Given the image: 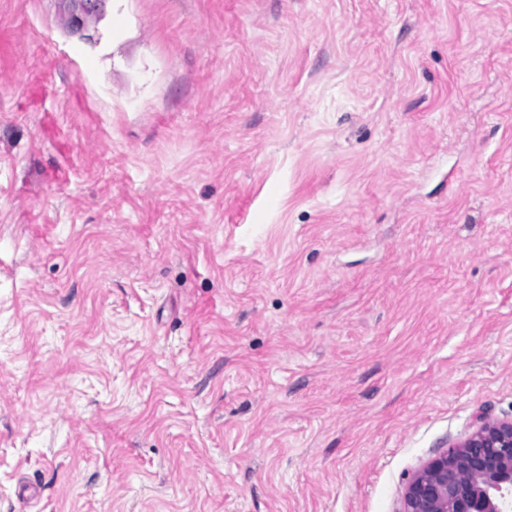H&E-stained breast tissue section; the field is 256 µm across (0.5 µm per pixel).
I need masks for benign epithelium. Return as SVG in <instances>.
I'll return each mask as SVG.
<instances>
[{"label":"benign epithelium","instance_id":"1","mask_svg":"<svg viewBox=\"0 0 512 512\" xmlns=\"http://www.w3.org/2000/svg\"><path fill=\"white\" fill-rule=\"evenodd\" d=\"M512 506V420L478 418L462 441L409 479L402 512H508Z\"/></svg>","mask_w":512,"mask_h":512}]
</instances>
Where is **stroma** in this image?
Segmentation results:
<instances>
[{"label":"stroma","mask_w":512,"mask_h":512,"mask_svg":"<svg viewBox=\"0 0 512 512\" xmlns=\"http://www.w3.org/2000/svg\"><path fill=\"white\" fill-rule=\"evenodd\" d=\"M0 0V512H401L512 418V0Z\"/></svg>","instance_id":"35a3bbf8"}]
</instances>
